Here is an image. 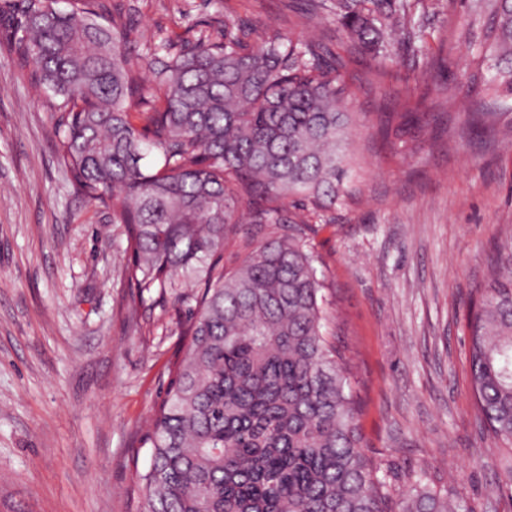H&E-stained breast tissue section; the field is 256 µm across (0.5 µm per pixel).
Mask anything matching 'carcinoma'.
<instances>
[{
    "mask_svg": "<svg viewBox=\"0 0 512 512\" xmlns=\"http://www.w3.org/2000/svg\"><path fill=\"white\" fill-rule=\"evenodd\" d=\"M8 48L45 96L55 149L86 202L126 229L124 277L140 298L178 305L188 338L140 447L141 512H474L414 479L396 494L361 447L346 361L323 328L324 280L309 225L357 203L347 61L319 34L259 41L224 12L192 38L142 53L122 3L18 0ZM457 40L476 49L465 83L493 112L461 135L512 141V0H461ZM425 0H307L351 47L383 64L402 53L457 83L430 53ZM403 161L436 123L413 96L375 113ZM154 156L158 164L145 160ZM467 319L477 417L512 451V242L488 258Z\"/></svg>",
    "mask_w": 512,
    "mask_h": 512,
    "instance_id": "obj_1",
    "label": "carcinoma"
}]
</instances>
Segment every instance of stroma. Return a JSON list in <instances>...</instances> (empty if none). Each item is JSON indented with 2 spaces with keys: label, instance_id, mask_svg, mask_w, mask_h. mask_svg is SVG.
<instances>
[{
  "label": "stroma",
  "instance_id": "1",
  "mask_svg": "<svg viewBox=\"0 0 512 512\" xmlns=\"http://www.w3.org/2000/svg\"><path fill=\"white\" fill-rule=\"evenodd\" d=\"M148 42L190 34L232 9L296 36L317 29L351 57L353 168L362 198L311 234L325 279V330L345 353L365 452L410 491L421 471L474 512H512L503 451L482 433L470 388L469 293L494 244L512 240V142L457 135L458 107L421 63L375 76L333 16L308 21L289 0H133ZM431 48L454 69L470 50L464 17L435 0ZM0 24V512H139L136 440L181 348L174 305L139 300L122 276L123 225L77 196L54 151L48 112L13 68ZM410 93L448 133L391 157L370 115ZM139 457H132V450Z\"/></svg>",
  "mask_w": 512,
  "mask_h": 512
}]
</instances>
